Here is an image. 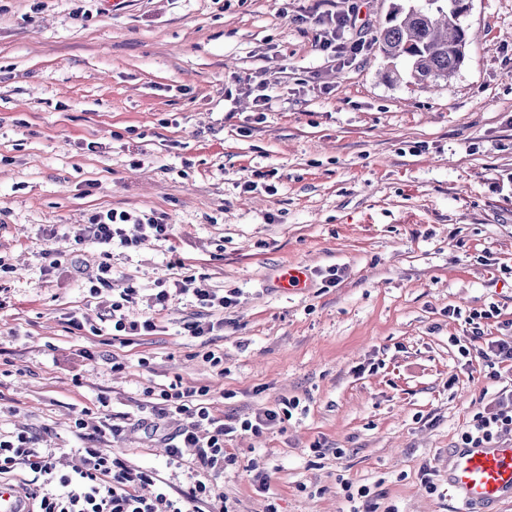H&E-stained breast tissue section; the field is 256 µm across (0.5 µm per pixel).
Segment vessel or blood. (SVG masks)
Masks as SVG:
<instances>
[{
	"instance_id": "vessel-or-blood-1",
	"label": "vessel or blood",
	"mask_w": 512,
	"mask_h": 512,
	"mask_svg": "<svg viewBox=\"0 0 512 512\" xmlns=\"http://www.w3.org/2000/svg\"><path fill=\"white\" fill-rule=\"evenodd\" d=\"M448 488L461 503L458 512H488L512 496V439L450 449Z\"/></svg>"
}]
</instances>
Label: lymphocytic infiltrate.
<instances>
[{"instance_id": "obj_1", "label": "lymphocytic infiltrate", "mask_w": 512, "mask_h": 512, "mask_svg": "<svg viewBox=\"0 0 512 512\" xmlns=\"http://www.w3.org/2000/svg\"><path fill=\"white\" fill-rule=\"evenodd\" d=\"M348 20L345 14L319 17L316 45L320 51L357 54V45L344 39ZM130 224L137 226V234L128 235L126 227ZM172 235L173 227L166 215L133 214L112 208L93 215L90 223L78 225L72 240L77 245L89 240L103 245L117 243L134 250L150 241H169ZM176 295L191 296L203 308L224 310L237 305L239 292L230 289L222 293L208 287L204 280L185 277L159 282L153 305L157 311H164ZM145 393L158 398L152 406L158 420L177 424L166 442L169 465L181 466L185 454L193 456L198 478L189 487L89 447L76 453L69 470H61L55 449L39 447L37 437L25 431L0 433V476L20 467L28 471L32 488L26 497L32 502L33 512H230L213 485L232 460L225 448L226 439L239 430L260 433L280 422L279 412L268 409L239 423H227L212 413L206 401L208 388L188 389L174 380L159 389L146 388ZM509 433L512 391L499 395L495 409L480 413L474 431L464 433L462 441L478 444Z\"/></svg>"}]
</instances>
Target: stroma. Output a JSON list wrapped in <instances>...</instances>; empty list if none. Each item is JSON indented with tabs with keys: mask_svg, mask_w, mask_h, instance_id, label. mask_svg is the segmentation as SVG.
I'll list each match as a JSON object with an SVG mask.
<instances>
[{
	"mask_svg": "<svg viewBox=\"0 0 512 512\" xmlns=\"http://www.w3.org/2000/svg\"><path fill=\"white\" fill-rule=\"evenodd\" d=\"M403 2L0 0V432L67 458L89 444L82 409L148 420L145 388L174 379L209 387L224 418L296 399L291 418L227 442L236 462L215 487L235 512H454L448 450L512 384V365L481 354L512 337V0H468L475 39L434 86L378 51ZM328 11L349 12L356 59L317 49ZM110 208L167 214L173 237L72 243ZM294 265L306 284L279 287ZM184 276L240 289L237 306L177 296L154 314L159 281ZM127 288L126 315L157 328L124 342L102 314ZM484 311L461 355L454 339ZM72 314L85 330L67 332ZM92 444L190 482L162 435Z\"/></svg>",
	"mask_w": 512,
	"mask_h": 512,
	"instance_id": "1",
	"label": "stroma"
}]
</instances>
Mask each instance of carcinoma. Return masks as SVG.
Here are the masks:
<instances>
[{
    "label": "carcinoma",
    "mask_w": 512,
    "mask_h": 512,
    "mask_svg": "<svg viewBox=\"0 0 512 512\" xmlns=\"http://www.w3.org/2000/svg\"><path fill=\"white\" fill-rule=\"evenodd\" d=\"M445 0H424V5L399 8L380 29L381 55L408 63L420 82H437L453 75L463 64L469 45L466 29L458 23L461 9L448 10Z\"/></svg>",
    "instance_id": "cac0c4a2"
}]
</instances>
